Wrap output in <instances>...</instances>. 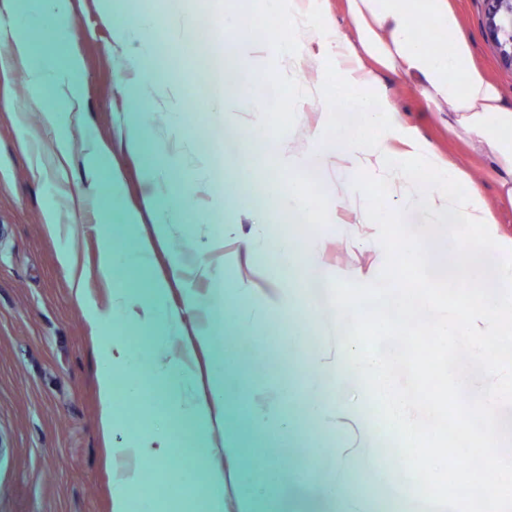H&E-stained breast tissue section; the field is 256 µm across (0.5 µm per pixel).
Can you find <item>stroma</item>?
I'll return each instance as SVG.
<instances>
[{"label":"stroma","instance_id":"1","mask_svg":"<svg viewBox=\"0 0 512 512\" xmlns=\"http://www.w3.org/2000/svg\"><path fill=\"white\" fill-rule=\"evenodd\" d=\"M456 6L478 65L512 102V68L500 63L485 37L484 0H456ZM227 8L241 40L255 50L253 72L242 77V89L229 91L223 67L230 54L213 38L207 0H154L155 23L178 28L179 37L156 45L151 78L142 84L128 74L126 56L113 40L136 12L112 9L107 0H70L67 49L82 61L84 119L70 129L64 160L52 153L53 131L26 111L34 90L0 46V91L12 94L10 104L0 103V512H111L118 482L137 466L126 450L138 437V422L180 444L194 437L188 417L151 412L169 398L160 381L163 364L188 349L196 378L186 399L210 398L208 370L224 358L231 367L221 405L226 428L236 430L245 447L278 443L288 452L286 475L271 477L261 512H278L286 500L302 512H330L322 490L340 454L350 459L352 481L366 486L363 512H400L398 492L374 487L376 474L366 466L386 445L368 403L334 419L328 435L303 409L310 395L335 396L329 368L344 341L335 318L311 312L308 297L322 295L323 285L338 279L372 280L384 263L376 226L359 221L364 197H350L344 178L321 161L334 148L347 102L281 96L267 104L276 155L242 147L253 134L250 97L269 82L287 83L288 70L280 32L269 25L268 0H228ZM377 75L379 92L408 125L451 165L482 180L501 231L512 235V203L498 200L488 155L452 129L448 112L427 106L414 79L384 68ZM171 103L183 109L180 124L168 113ZM130 112L146 115L134 150L119 130ZM88 135L111 147L118 175L102 178L89 192L83 164ZM301 157L308 160L303 175L312 196L306 213L269 201L273 190L287 191L288 164ZM153 169L166 172L167 185L149 180ZM332 198L344 205L327 224L321 205ZM107 204L114 214L137 216L138 233L115 237L117 249L127 253L140 238L152 237L156 212H167V233L154 240L149 271L126 266L110 279L101 274L94 226ZM49 207L60 218L53 231L43 219ZM298 237L305 243L301 267L317 275L319 286L312 290L280 274L277 242ZM65 248L72 257L67 266L58 258ZM156 282L165 284L168 305L183 307L192 290L212 307L184 316L175 335L161 324L151 331L128 326L121 286L147 289ZM97 312L110 315L109 327L94 320ZM202 333L215 349L198 346ZM112 341L140 357L147 397L135 404L117 398L106 437L97 371ZM268 405L289 427L282 441L249 427L255 411Z\"/></svg>","mask_w":512,"mask_h":512}]
</instances>
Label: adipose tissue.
I'll return each instance as SVG.
<instances>
[{
  "label": "adipose tissue",
  "instance_id": "1",
  "mask_svg": "<svg viewBox=\"0 0 512 512\" xmlns=\"http://www.w3.org/2000/svg\"><path fill=\"white\" fill-rule=\"evenodd\" d=\"M275 15L288 32L284 50L285 61L293 80L287 91L301 97L308 91L302 82L303 66L310 45H318L323 56L338 63L337 80L352 90L353 111L362 116L364 124L379 128L374 141H366L359 133L342 129L336 138V165L348 176L351 192L362 189L380 191L381 203L397 197L399 205L418 201L411 182L400 179L396 170H382L377 165L381 150L402 148L403 152L422 153L435 158L436 153L422 143L414 128L408 126L399 111L388 101L380 99L375 89V77L367 69L374 61L388 69L414 76L423 96L434 107L448 106L457 115L459 128L479 147L492 155L502 172L499 181L503 197L512 200V105L503 101L497 86L480 70L473 57L472 44L452 0H347L348 10L359 36V49L350 43L331 41L327 24L313 25L309 0H270ZM68 0H0V45L24 67L28 84L51 94L52 103L36 98L31 102L44 123L55 133L54 149L68 152V128L81 119L84 102L79 74L81 65L76 56L60 59L57 48L69 41ZM431 25L435 45L424 43L418 35L423 25ZM28 26H47L53 34L55 47L35 54L23 30ZM159 29L150 18L148 6H141L140 18L134 27L116 33L118 45L130 47L129 61L135 70H142L144 60L152 52ZM133 217L123 224L112 221L111 210H103L98 226L102 239L100 270L112 277L121 266L136 264L149 267L153 259L151 240L142 239L134 254L124 255L113 248L116 233L134 231ZM166 291L154 289L151 297H140L130 290L126 321L134 328L149 330L165 323L167 333L180 328L181 313L166 308ZM139 358L121 349L105 353L99 367V398L103 407L102 424L112 423V404L117 394L126 399H138L142 392L137 367ZM228 368L215 363L210 371L211 400H199L186 407V414L198 431L207 439L217 427L223 426L224 416L215 412L214 402L223 400ZM170 441L156 439L143 432L134 449L136 455L149 465L148 470L134 471L123 478L114 501L113 512H134L136 503L152 499L153 485L160 476L157 464L172 455ZM224 455L229 461L227 470L214 469L208 474V489L187 484L177 496L162 498V512H256L266 491V477L278 470L275 458L267 456L260 468H253L241 446L240 437H224ZM349 464L336 458L323 488V497L331 502L335 512H359V499L349 493L347 484ZM234 493L236 507L228 509L226 495Z\"/></svg>",
  "mask_w": 512,
  "mask_h": 512
}]
</instances>
